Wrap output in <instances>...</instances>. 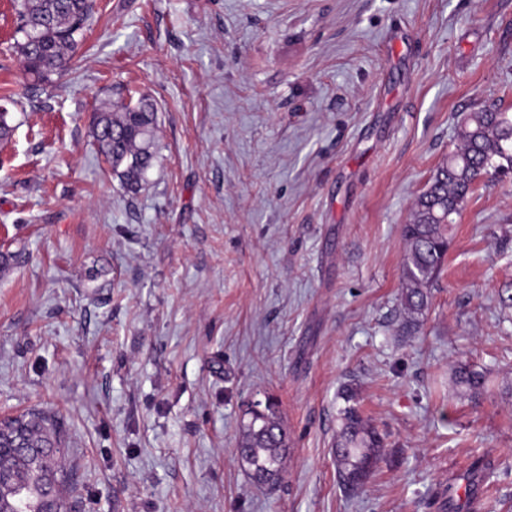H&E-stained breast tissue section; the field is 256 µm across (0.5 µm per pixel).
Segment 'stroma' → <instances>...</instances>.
<instances>
[{
    "label": "stroma",
    "instance_id": "obj_1",
    "mask_svg": "<svg viewBox=\"0 0 512 512\" xmlns=\"http://www.w3.org/2000/svg\"><path fill=\"white\" fill-rule=\"evenodd\" d=\"M16 27L0 0V252L23 253L0 415L57 416L75 512H444L466 486L512 512V179L476 183L417 332L400 305L414 199L466 114L512 113V0H95L43 89ZM142 97L157 153L130 193L92 121ZM346 385L386 438L356 490L332 453ZM269 399L271 489L234 456ZM454 379L457 385L465 389L468 395H477L485 389L486 375L484 372L471 368L467 364H460L454 370Z\"/></svg>",
    "mask_w": 512,
    "mask_h": 512
}]
</instances>
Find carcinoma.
Masks as SVG:
<instances>
[{"label": "carcinoma", "mask_w": 512, "mask_h": 512, "mask_svg": "<svg viewBox=\"0 0 512 512\" xmlns=\"http://www.w3.org/2000/svg\"><path fill=\"white\" fill-rule=\"evenodd\" d=\"M92 0H15L18 17L14 52L31 85L41 87L61 76L83 40ZM157 116L154 104L140 98L112 109L103 104L93 134L112 173L137 191L155 157ZM461 146L438 168L415 201L410 221L401 227L403 328L419 327L431 304V286L445 262L454 216L473 186L490 171L512 170V113L494 105L469 113L460 129ZM457 385L469 395L485 389L486 375L467 364L454 370ZM337 409L339 429L333 455L341 482L356 489L377 468L386 448L384 437L365 418L356 395L347 389ZM20 433L29 452H18L8 437ZM61 440L51 415L28 412L0 421V512H43L44 483L53 474V508L68 512ZM288 434L278 405L266 401L245 412L235 455L255 482L275 485L281 479Z\"/></svg>", "instance_id": "cac0c4a2"}]
</instances>
